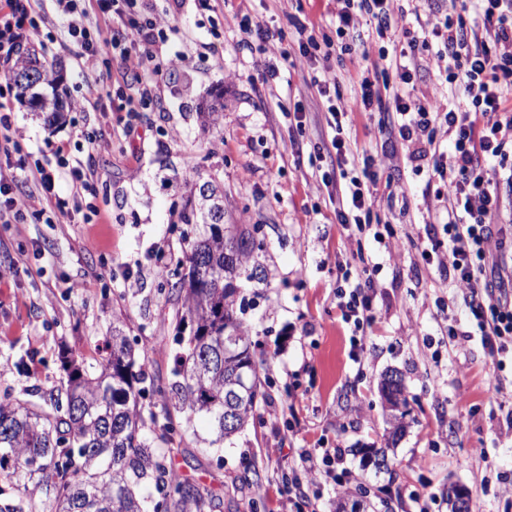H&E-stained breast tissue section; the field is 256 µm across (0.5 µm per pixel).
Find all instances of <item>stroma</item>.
I'll return each instance as SVG.
<instances>
[{
	"label": "stroma",
	"mask_w": 512,
	"mask_h": 512,
	"mask_svg": "<svg viewBox=\"0 0 512 512\" xmlns=\"http://www.w3.org/2000/svg\"><path fill=\"white\" fill-rule=\"evenodd\" d=\"M39 14V28L24 45L61 67L68 99L81 98L86 76L119 75L121 60L110 52L78 63L56 0H40ZM292 15L334 29L325 7L309 0H179L171 18L179 31L158 44L157 54L184 57L188 66L159 84L131 134L118 98L97 111L69 110L64 123L48 125L15 98L9 72L0 69V103L24 133L16 145L0 139V163L16 149L42 157L55 143L66 145L70 165L96 173L82 193L69 179L57 181L67 214L47 206L23 223H0V395L58 384L59 347L96 356L118 315L126 317L130 338L149 344L151 375L168 377L174 304L156 271H175L201 227L178 218L188 180L162 179L187 172L222 183L231 223L258 228L268 282L241 289L238 302L270 382L268 402L225 444L222 467L202 465L190 478L223 483L224 512H248L252 491L242 487L244 476L262 487V512H287L283 476L295 449L322 446L340 449L352 473L345 497L365 498L369 512H418L420 499L429 512H448L452 482L472 490V512H512V498L501 494L512 483V425L499 408L512 407V351L492 358L478 336L449 344L448 328L462 320L465 304L439 287L441 269L421 259L442 235L428 223L441 204L426 199L425 174L413 170L393 127L380 124L375 112L353 115L348 166L361 169L364 156L387 152L392 160L376 179L401 182L415 205L394 216L386 201L377 203L400 239L401 256L389 260L371 235L363 236L365 255L382 267L380 288L367 350L358 363L349 355L351 329L337 320L336 274L358 258L321 185L329 161L312 149L333 135L327 102L313 85L321 67L294 69L268 84L263 55L240 43L245 19L281 28L293 43ZM377 56L374 43L364 54L332 55L344 96L354 94L359 73ZM219 88L220 121L203 129L198 107ZM298 107L299 128L287 117ZM92 136L102 137L104 147H90ZM94 208L99 223H84ZM131 277L138 286L129 291ZM391 371L404 378L411 422L388 453V470L378 473L363 465L359 451L385 444L378 382Z\"/></svg>",
	"instance_id": "obj_1"
}]
</instances>
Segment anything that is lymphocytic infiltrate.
Instances as JSON below:
<instances>
[{
	"label": "lymphocytic infiltrate",
	"mask_w": 512,
	"mask_h": 512,
	"mask_svg": "<svg viewBox=\"0 0 512 512\" xmlns=\"http://www.w3.org/2000/svg\"><path fill=\"white\" fill-rule=\"evenodd\" d=\"M336 6L334 35L316 38L308 24L297 22L296 49L278 46L279 36L263 24L243 25L262 52L274 53L265 78H278L282 70L311 65L321 45L341 39L343 52L360 48L351 36L363 23H371L385 45L378 54L382 68L365 70L352 97L332 95L338 84L335 73L322 70L313 80L320 96L328 98V125L334 135L327 153L337 166L348 162L350 143L344 129L353 113L377 111L386 115L414 161L431 160L426 188L442 200L446 220L442 231L448 238L445 253L423 250L425 261H438L452 273L454 287L465 291L467 319L461 329H449V338L485 337L491 353L512 346V230L497 223L500 202L496 194L498 170L495 158L512 143V0H466L456 18L420 23L416 5L406 0H332ZM76 58L88 63L107 47L120 49L122 85L136 90L140 100L150 99L154 89L182 58L167 66L155 61L157 38L171 28L169 11L150 18L131 17L133 0H95L100 26L88 27L87 11H76L73 0H58ZM37 0H0V67H14L22 50V35L35 28ZM487 34L486 41L468 47L471 28ZM429 68L445 82L462 88L463 97L418 99L405 86L412 73ZM398 78L399 87L382 93L383 85ZM19 167L28 171L26 188H19L11 169L0 167V219L19 213L34 200L54 201L58 210L66 203L55 196V176L41 160L19 157ZM336 215L345 229L363 231L373 222L378 195L387 200L405 198L401 186L385 187L363 182L359 177L336 184ZM379 263L362 260L344 270L337 280L336 307L344 323L352 327L350 355L361 361L374 320L372 290L377 284Z\"/></svg>",
	"instance_id": "obj_1"
}]
</instances>
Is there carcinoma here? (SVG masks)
<instances>
[{
  "mask_svg": "<svg viewBox=\"0 0 512 512\" xmlns=\"http://www.w3.org/2000/svg\"><path fill=\"white\" fill-rule=\"evenodd\" d=\"M34 67L43 81L15 85L17 96L57 123L66 105L56 74L28 52L12 73ZM208 195L222 198L224 188L197 179L179 213L181 223L201 224L205 231L177 262L188 272L170 283L178 307L167 381L148 382V349L137 353L127 324L117 318L104 355L90 362L62 351L65 379L59 384L1 395L0 512H222L224 498L213 485L179 474L175 435L205 419L211 439L204 443L219 460L224 441L242 433L266 401L250 328L235 307L237 280L261 284L266 274L256 229L224 223L221 207L204 204ZM232 334L233 353L226 354ZM242 376L250 393L232 402ZM388 385L408 403L399 373L382 377L380 389ZM149 394L159 398L167 420L159 430L143 404ZM408 416L407 408L391 412L389 437L405 431Z\"/></svg>",
  "mask_w": 512,
  "mask_h": 512,
  "instance_id": "carcinoma-1",
  "label": "carcinoma"
}]
</instances>
